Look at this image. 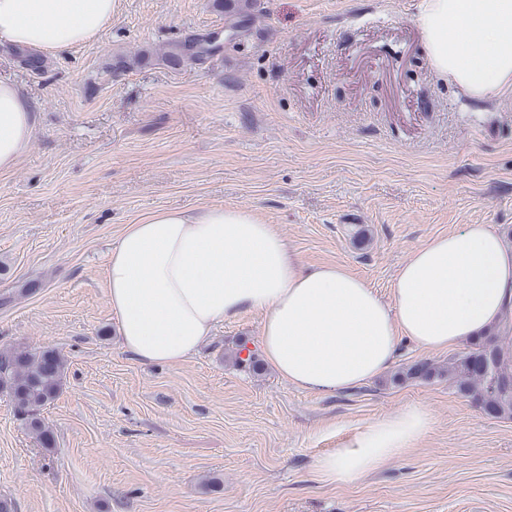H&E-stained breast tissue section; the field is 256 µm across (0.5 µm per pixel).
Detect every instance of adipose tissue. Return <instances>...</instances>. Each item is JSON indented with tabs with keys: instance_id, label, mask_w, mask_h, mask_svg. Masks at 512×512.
<instances>
[{
	"instance_id": "adipose-tissue-1",
	"label": "adipose tissue",
	"mask_w": 512,
	"mask_h": 512,
	"mask_svg": "<svg viewBox=\"0 0 512 512\" xmlns=\"http://www.w3.org/2000/svg\"><path fill=\"white\" fill-rule=\"evenodd\" d=\"M113 0H0V40L50 57L100 38ZM417 24L439 77L483 98L512 87V0H422ZM20 86L0 78V172L35 134ZM123 350L137 363L195 356L220 323L264 315L259 348L288 383L333 395L386 372L405 338L430 351L465 344L512 304V246L483 224L432 238L399 268L392 302L339 265L302 266L251 210H158L126 225L107 267ZM430 416L411 406L320 457L325 481H348L403 456Z\"/></svg>"
}]
</instances>
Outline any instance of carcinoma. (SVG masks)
Returning <instances> with one entry per match:
<instances>
[{"label": "carcinoma", "instance_id": "obj_1", "mask_svg": "<svg viewBox=\"0 0 512 512\" xmlns=\"http://www.w3.org/2000/svg\"><path fill=\"white\" fill-rule=\"evenodd\" d=\"M252 0H214V7L227 15L226 28L236 31L251 20ZM186 40H175L164 50L163 61L171 66L200 64L213 55L205 48L199 53L185 49ZM18 61L33 72L44 70L42 57L24 51L14 52ZM245 346L235 352L234 364L254 372L261 366L255 352L240 357ZM66 361L55 348L31 350L11 347L0 351V387L12 400L15 411L29 433L43 446L55 444V436L41 418L43 408L62 391ZM448 378V386L494 418H512V338L508 324L469 343L464 351L440 365L428 360L415 361L392 376V382H432Z\"/></svg>", "mask_w": 512, "mask_h": 512}]
</instances>
